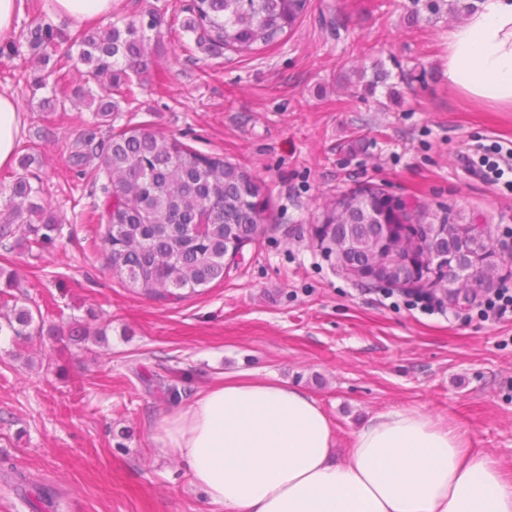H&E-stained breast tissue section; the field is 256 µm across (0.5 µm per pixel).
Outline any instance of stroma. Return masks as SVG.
I'll list each match as a JSON object with an SVG mask.
<instances>
[{
    "mask_svg": "<svg viewBox=\"0 0 512 512\" xmlns=\"http://www.w3.org/2000/svg\"><path fill=\"white\" fill-rule=\"evenodd\" d=\"M189 2L119 0L115 17L152 12L164 23L149 33L152 64L135 81V103L113 122L146 121L239 163L268 187L273 218L222 283L179 301L146 298L107 270L103 198L68 161L95 114L80 104L43 111L53 75L0 37V90L24 118L18 151L35 155L61 224L44 249H0V267L46 325L111 323L89 351L55 335L20 350L0 340V512H224L153 438L154 421L178 404L133 369L160 362L186 369L191 397L236 372L301 386L342 449L364 418L415 408L465 430L472 448L511 471L512 319L474 307L423 313L344 277L311 234L326 199L371 180L432 212L479 213L494 244H512V190L469 164L512 148V112L449 88L453 19L424 11L410 21L413 0H310L277 45L204 59L178 21ZM376 66L385 83L359 94L358 71Z\"/></svg>",
    "mask_w": 512,
    "mask_h": 512,
    "instance_id": "obj_1",
    "label": "stroma"
}]
</instances>
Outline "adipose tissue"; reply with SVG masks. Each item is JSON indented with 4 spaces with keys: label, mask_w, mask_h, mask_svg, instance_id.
<instances>
[{
    "label": "adipose tissue",
    "mask_w": 512,
    "mask_h": 512,
    "mask_svg": "<svg viewBox=\"0 0 512 512\" xmlns=\"http://www.w3.org/2000/svg\"><path fill=\"white\" fill-rule=\"evenodd\" d=\"M116 6L53 0L75 29ZM448 86L512 112V0H478L449 30ZM22 125L17 100L0 91V168L14 164ZM153 437L224 512H512V475L465 431L389 410L363 420L340 455L315 396L276 378L223 376L161 416Z\"/></svg>",
    "instance_id": "ef3b65f1"
}]
</instances>
